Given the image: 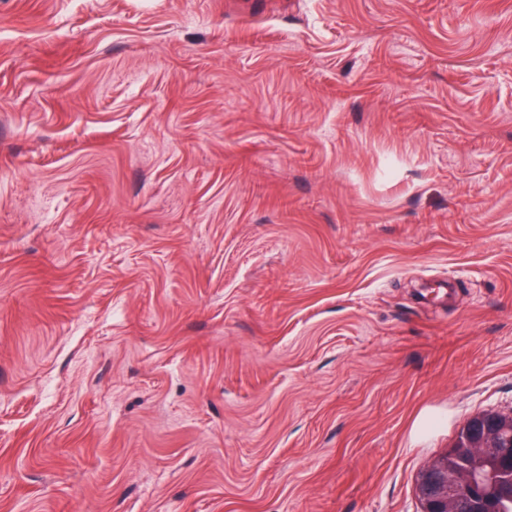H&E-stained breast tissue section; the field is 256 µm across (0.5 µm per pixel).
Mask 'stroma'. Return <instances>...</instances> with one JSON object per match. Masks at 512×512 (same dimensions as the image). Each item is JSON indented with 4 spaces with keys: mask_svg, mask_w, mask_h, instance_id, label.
<instances>
[{
    "mask_svg": "<svg viewBox=\"0 0 512 512\" xmlns=\"http://www.w3.org/2000/svg\"><path fill=\"white\" fill-rule=\"evenodd\" d=\"M512 410V0H0V512H421Z\"/></svg>",
    "mask_w": 512,
    "mask_h": 512,
    "instance_id": "stroma-1",
    "label": "stroma"
}]
</instances>
